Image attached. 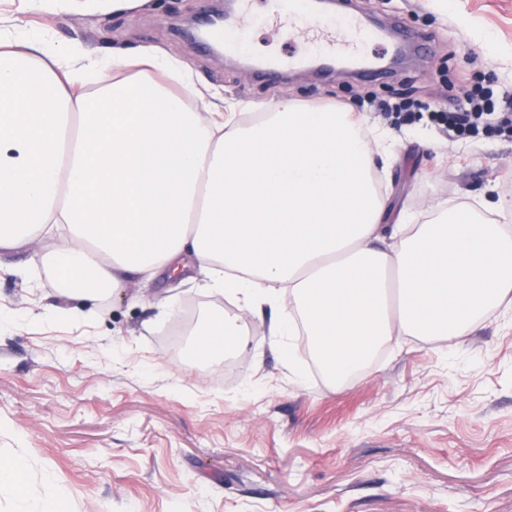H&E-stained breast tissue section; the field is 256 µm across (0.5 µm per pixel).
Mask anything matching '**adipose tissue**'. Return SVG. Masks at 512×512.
<instances>
[{
	"instance_id": "ef3b65f1",
	"label": "adipose tissue",
	"mask_w": 512,
	"mask_h": 512,
	"mask_svg": "<svg viewBox=\"0 0 512 512\" xmlns=\"http://www.w3.org/2000/svg\"><path fill=\"white\" fill-rule=\"evenodd\" d=\"M129 70L115 79L114 69ZM161 69L164 81L151 79ZM188 68L145 46L108 66L82 49L0 38V248L57 238L48 264L64 295L108 294L191 252L244 305L275 307L273 335L304 329L336 370L400 336L455 343L512 304V226L441 203L422 222L390 213L371 174L389 167L347 109L284 98L244 125L167 81ZM95 92H86L87 84ZM240 316L202 324L229 353Z\"/></svg>"
}]
</instances>
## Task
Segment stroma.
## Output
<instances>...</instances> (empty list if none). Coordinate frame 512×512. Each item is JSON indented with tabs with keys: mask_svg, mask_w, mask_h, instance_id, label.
Masks as SVG:
<instances>
[{
	"mask_svg": "<svg viewBox=\"0 0 512 512\" xmlns=\"http://www.w3.org/2000/svg\"><path fill=\"white\" fill-rule=\"evenodd\" d=\"M222 0H150L115 13L100 0H0V36L110 61L158 47L197 87L228 103L351 108L385 133L399 162L382 176L390 206L424 217L439 202L512 206V106L493 129L446 136L440 112L469 93L512 94V0H349L341 15L400 19L426 57L389 78L288 69L253 79L244 57H315L307 24H273L279 0H253L244 56L194 49L186 33ZM414 103L412 116L389 104ZM38 238L0 251V462H28L29 509L61 512H512V310L460 343L408 338L384 346L358 381L339 385L302 354L284 361L270 312L245 310L197 267L126 281L107 298L65 297ZM250 327L208 363L163 342L185 300Z\"/></svg>",
	"mask_w": 512,
	"mask_h": 512,
	"instance_id": "obj_1",
	"label": "stroma"
}]
</instances>
